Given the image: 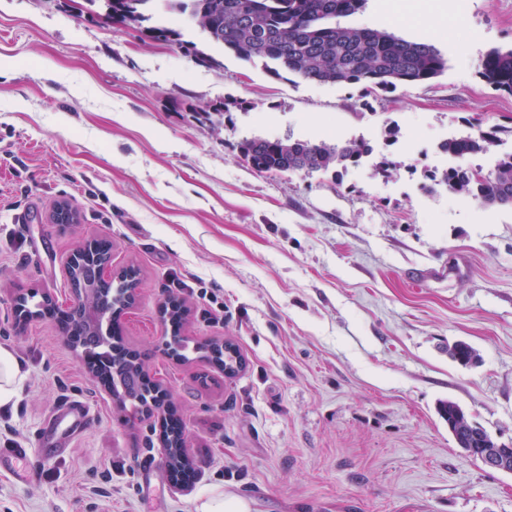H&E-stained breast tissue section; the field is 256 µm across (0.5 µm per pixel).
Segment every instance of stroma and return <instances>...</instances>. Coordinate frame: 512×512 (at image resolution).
<instances>
[{"instance_id": "35a3bbf8", "label": "stroma", "mask_w": 512, "mask_h": 512, "mask_svg": "<svg viewBox=\"0 0 512 512\" xmlns=\"http://www.w3.org/2000/svg\"><path fill=\"white\" fill-rule=\"evenodd\" d=\"M442 4L466 33L435 40L447 70L366 102L360 86L276 79L216 47L200 63L104 23L97 0H0V347L27 371L0 445L38 459L66 399L97 420L39 480L0 469V512H196L217 495L246 512H512V474L464 456L438 412L454 401L512 445V207L423 189L441 138L495 127L496 150H512V95L478 74L489 50L512 48V0L385 14L367 0L342 23L420 42ZM219 101V126L190 117ZM254 137L363 138L396 168L259 173L238 152ZM62 202L77 223H51ZM101 238L113 268L138 271L124 338L182 421L189 486L54 320L17 322V286L71 302L66 261ZM171 295L187 309L180 362L158 350ZM210 339L242 368L205 363ZM458 342L474 364L449 357Z\"/></svg>"}]
</instances>
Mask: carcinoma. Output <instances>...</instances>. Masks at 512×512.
<instances>
[{
  "mask_svg": "<svg viewBox=\"0 0 512 512\" xmlns=\"http://www.w3.org/2000/svg\"><path fill=\"white\" fill-rule=\"evenodd\" d=\"M104 17L114 26L141 27L148 24L157 41L182 44L181 30L162 24L158 15L166 9L197 27L206 41L221 46L246 62H260L278 78L298 76L320 84L359 85L367 95L390 92L399 86L423 84L441 76L446 61L432 45L405 40L387 30L344 27L336 19L362 11L367 0H102ZM478 73L488 84L512 94V49H493L478 63ZM496 130L450 139L440 145L448 154L465 156L486 150ZM363 140L344 143H312L302 140L254 138L240 144V153L260 173L304 171L341 173L370 154ZM428 179L448 191L469 197L486 207H512V152L502 154L494 169H447ZM98 261L77 264L71 270L76 286L94 289L96 310L91 320L76 327L71 320L56 318L76 342L102 363L100 378L122 404L140 414L156 398L151 380L141 383L135 395L127 393L126 380L149 376L137 350L121 336L118 309L130 288L123 283L113 289L93 278ZM39 292L25 293L18 302L17 316L28 321L54 314ZM163 318L173 328L170 347L183 359L187 349L181 336L182 305L172 298Z\"/></svg>",
  "mask_w": 512,
  "mask_h": 512,
  "instance_id": "carcinoma-1",
  "label": "carcinoma"
}]
</instances>
